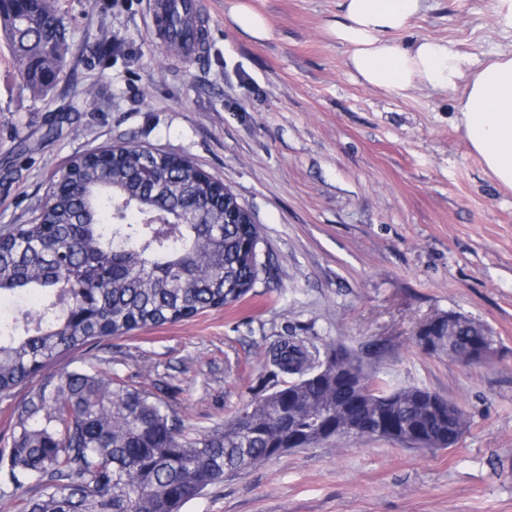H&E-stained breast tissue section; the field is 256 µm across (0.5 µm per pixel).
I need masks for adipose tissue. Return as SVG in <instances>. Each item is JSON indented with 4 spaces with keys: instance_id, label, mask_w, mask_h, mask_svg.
<instances>
[{
    "instance_id": "obj_1",
    "label": "adipose tissue",
    "mask_w": 512,
    "mask_h": 512,
    "mask_svg": "<svg viewBox=\"0 0 512 512\" xmlns=\"http://www.w3.org/2000/svg\"><path fill=\"white\" fill-rule=\"evenodd\" d=\"M333 30L347 63L371 87L403 93L417 86L458 90L455 127L488 175L512 190V52H497L468 71L466 57L438 39L394 41L424 9V0H341Z\"/></svg>"
}]
</instances>
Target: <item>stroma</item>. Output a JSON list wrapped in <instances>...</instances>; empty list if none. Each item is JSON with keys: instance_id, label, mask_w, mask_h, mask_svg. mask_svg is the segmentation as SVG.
<instances>
[{"instance_id": "obj_1", "label": "stroma", "mask_w": 512, "mask_h": 512, "mask_svg": "<svg viewBox=\"0 0 512 512\" xmlns=\"http://www.w3.org/2000/svg\"><path fill=\"white\" fill-rule=\"evenodd\" d=\"M149 0H54L67 29L52 92L25 89L0 35V233L30 223L52 173L132 143L222 178L260 228L268 278L236 306L89 343L72 366L147 386L197 433L223 425L274 379L277 337L342 344L393 386L461 405L456 447L332 438L209 487L181 512H512V190L452 123L456 92L365 85L330 25L339 0H197L205 48L170 51ZM268 37L238 29L235 5ZM432 37L480 65L512 50L494 0H428L396 34ZM453 310L485 324L490 362L422 352L417 326ZM233 19L239 29L254 38L262 39L268 35L266 19L246 4L236 8Z\"/></svg>"}]
</instances>
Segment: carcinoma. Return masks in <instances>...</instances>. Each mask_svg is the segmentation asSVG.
I'll list each match as a JSON object with an SVG mask.
<instances>
[{"instance_id":"cac0c4a2","label":"carcinoma","mask_w":512,"mask_h":512,"mask_svg":"<svg viewBox=\"0 0 512 512\" xmlns=\"http://www.w3.org/2000/svg\"><path fill=\"white\" fill-rule=\"evenodd\" d=\"M0 27L21 62L25 84L47 93L65 65L67 30L52 0H0ZM102 161L73 157L53 175L30 224L0 235V299L20 301L0 314V396L84 344L174 324L240 302L266 265L245 245L256 224L224 223V196L184 163L152 169L148 148L113 145ZM463 352L472 323L448 340ZM341 352L376 390L371 413L392 416L420 448L448 442V417L420 387H392L338 345L320 359L297 337L264 353L277 389L258 393L207 434L146 387L92 367L61 368L31 388L18 407L9 452H0V496L14 512H180L211 485L290 448L336 434L347 392L336 381Z\"/></svg>"}]
</instances>
